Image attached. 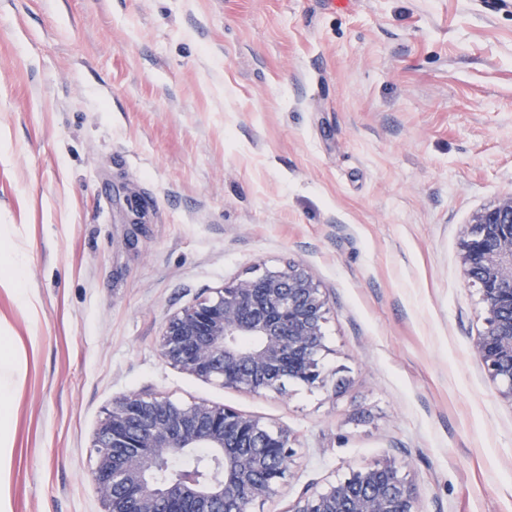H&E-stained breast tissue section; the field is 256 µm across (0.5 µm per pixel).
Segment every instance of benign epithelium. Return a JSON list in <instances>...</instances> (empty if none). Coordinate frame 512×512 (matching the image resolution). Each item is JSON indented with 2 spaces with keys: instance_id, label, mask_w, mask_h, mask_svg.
I'll return each instance as SVG.
<instances>
[{
  "instance_id": "1",
  "label": "benign epithelium",
  "mask_w": 512,
  "mask_h": 512,
  "mask_svg": "<svg viewBox=\"0 0 512 512\" xmlns=\"http://www.w3.org/2000/svg\"><path fill=\"white\" fill-rule=\"evenodd\" d=\"M466 285L478 293L483 330L474 348L500 398L512 405V192L474 211L460 241ZM328 301L309 270L290 264L224 283L210 298L166 319L157 341L163 361L224 387L283 395L290 383L336 387L320 361ZM286 429L204 400L180 403L150 393L112 402L96 429L91 479L103 512H251L279 496L295 463ZM198 448L210 472L159 481L164 463ZM388 457L322 489L310 488L285 512H423Z\"/></svg>"
}]
</instances>
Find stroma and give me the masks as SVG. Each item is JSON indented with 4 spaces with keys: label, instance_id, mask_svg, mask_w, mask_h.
<instances>
[{
    "label": "stroma",
    "instance_id": "35a3bbf8",
    "mask_svg": "<svg viewBox=\"0 0 512 512\" xmlns=\"http://www.w3.org/2000/svg\"><path fill=\"white\" fill-rule=\"evenodd\" d=\"M1 143L6 512H102L92 440L133 393L288 428L293 475L253 512L391 456L425 512H512V404L460 265L512 191V0H0ZM288 264L328 299L341 390L159 357L168 314ZM16 355L14 351L4 346L0 348V395L1 398L11 391L13 386V372L15 369Z\"/></svg>",
    "mask_w": 512,
    "mask_h": 512
}]
</instances>
